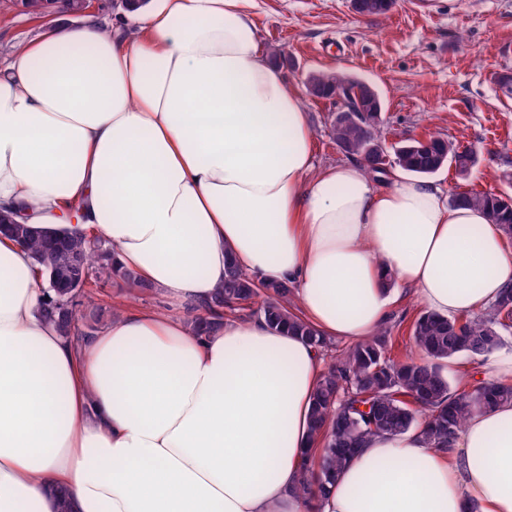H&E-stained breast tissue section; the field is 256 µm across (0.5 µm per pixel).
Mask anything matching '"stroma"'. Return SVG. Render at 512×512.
<instances>
[{"instance_id": "stroma-1", "label": "stroma", "mask_w": 512, "mask_h": 512, "mask_svg": "<svg viewBox=\"0 0 512 512\" xmlns=\"http://www.w3.org/2000/svg\"><path fill=\"white\" fill-rule=\"evenodd\" d=\"M250 11L263 49L288 52L282 69L293 86L303 88L306 74L321 69L368 81L383 100L386 146L435 133L477 151L471 177L448 167L431 183L450 194L512 196V94L499 84L512 75V0H396L379 17L356 16L349 0H252ZM70 21L36 19L0 0V68L21 45ZM303 107L318 166L346 161L330 135L335 101L307 96ZM422 311L411 299L392 306L394 357L417 356L410 325Z\"/></svg>"}]
</instances>
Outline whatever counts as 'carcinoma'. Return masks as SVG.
Instances as JSON below:
<instances>
[{"mask_svg":"<svg viewBox=\"0 0 512 512\" xmlns=\"http://www.w3.org/2000/svg\"><path fill=\"white\" fill-rule=\"evenodd\" d=\"M352 81L353 77L343 71H318L306 76L305 86L308 95L329 98ZM373 105L368 101L364 111L336 120L331 135L343 151L362 161L367 173L385 174L388 168L381 161L384 150L378 144L380 113L372 111ZM477 164L476 151L439 135L409 139L394 149L393 165L419 177L452 166L460 178L467 179ZM451 203L486 210L491 221L512 238L511 196L460 192L451 196ZM14 238L29 249L39 276H46L41 265L44 260L62 278L85 277L88 285L79 301L80 319L94 331L114 313L113 308L106 309L99 303V289L112 278L119 277L132 288L150 289L133 273L112 267L111 248L99 237L49 240L28 224H16ZM292 296L291 283L263 284L231 265L209 310L255 304L257 308L251 314L263 319L272 331L285 330L299 336L320 352L328 349L330 341L291 310ZM64 301L65 297L48 292L40 314L69 337L80 319L63 312ZM511 329L512 289L486 312L453 318L420 314L411 325V335L423 353L421 359L392 357V329L387 327L345 350L323 372L313 393L310 441L320 442L321 448L313 453V469L304 491L312 495L326 490L370 436L402 433L420 426L429 442L448 449L474 410L512 402V385L485 380L473 390L460 391L452 389L445 374L448 363L456 357L483 356L501 343L502 332Z\"/></svg>","mask_w":512,"mask_h":512,"instance_id":"obj_1","label":"carcinoma"}]
</instances>
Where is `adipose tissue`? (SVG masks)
<instances>
[{
    "instance_id": "1",
    "label": "adipose tissue",
    "mask_w": 512,
    "mask_h": 512,
    "mask_svg": "<svg viewBox=\"0 0 512 512\" xmlns=\"http://www.w3.org/2000/svg\"><path fill=\"white\" fill-rule=\"evenodd\" d=\"M98 236L115 269L209 319L228 265L291 282L299 315L360 342L391 288L427 312L512 287L487 213L434 184L315 164L302 95L263 51L248 0H155L101 29L59 28L0 72V209ZM30 252L0 234V512H512V404L451 449L378 434L327 491H300L324 371L257 318L192 330L123 309L86 339L40 314Z\"/></svg>"
}]
</instances>
